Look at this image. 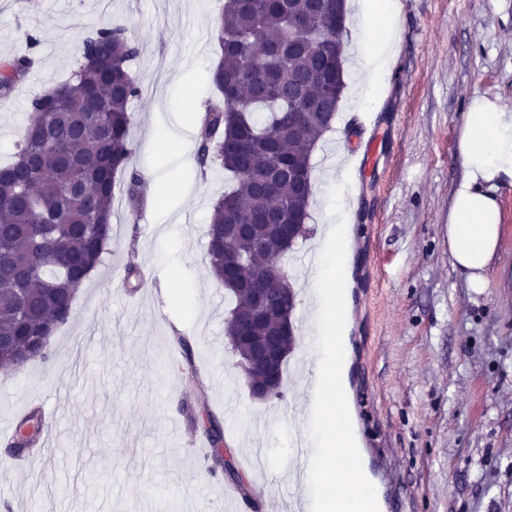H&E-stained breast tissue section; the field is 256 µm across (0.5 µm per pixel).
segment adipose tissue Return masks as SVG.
<instances>
[{
  "mask_svg": "<svg viewBox=\"0 0 512 512\" xmlns=\"http://www.w3.org/2000/svg\"><path fill=\"white\" fill-rule=\"evenodd\" d=\"M361 41L367 50L359 72L379 87L397 35L395 0H358ZM462 172L448 207V251L469 288L482 291L501 249V192L512 187V110L484 96L473 98L456 142Z\"/></svg>",
  "mask_w": 512,
  "mask_h": 512,
  "instance_id": "ef3b65f1",
  "label": "adipose tissue"
}]
</instances>
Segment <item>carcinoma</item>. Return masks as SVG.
<instances>
[{"label":"carcinoma","instance_id":"cac0c4a2","mask_svg":"<svg viewBox=\"0 0 512 512\" xmlns=\"http://www.w3.org/2000/svg\"><path fill=\"white\" fill-rule=\"evenodd\" d=\"M346 0H328L320 13L308 0H224L215 35L220 59L211 74L217 91L198 127L201 164L224 168L235 184L213 203L207 258L215 280L233 301L226 337L239 357L248 386L269 384L281 395L287 357L296 334L282 338L289 322L288 280L268 274L271 299L249 327L253 296L245 282L291 249L278 223L263 227L258 246L249 235L228 239L224 225L248 224L282 204L308 218L312 196L311 152L331 130L324 112L337 111L344 89L343 41ZM259 46L274 49L255 61ZM138 48L120 25L84 37L75 68L56 89L28 102L31 120L13 159L0 165V367L25 354L47 361L49 345L33 337L53 331L72 313L75 294L100 262L112 231L117 175L131 155L129 108L139 96L129 61ZM28 54L0 60V99L33 67ZM334 96L325 111L304 110L324 87ZM279 337V354L268 364L251 362L252 343ZM211 447L224 445L223 424L207 415Z\"/></svg>","mask_w":512,"mask_h":512}]
</instances>
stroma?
I'll list each match as a JSON object with an SVG mask.
<instances>
[{
  "mask_svg": "<svg viewBox=\"0 0 512 512\" xmlns=\"http://www.w3.org/2000/svg\"><path fill=\"white\" fill-rule=\"evenodd\" d=\"M384 87L360 93L351 72L358 17L343 34L345 88L331 132L313 152L306 240L281 260L297 294V342L283 396L254 399L224 336L231 300L213 278L206 230L224 170L154 145L165 123L198 125L215 94L214 36L224 0H0V58L36 65L0 111V161L30 119L29 99L66 78L77 46L106 24L139 53L133 153L117 181L104 259L79 288L51 358L0 370V424L40 406L53 413L32 467L0 448L7 512H227L228 478L246 485L238 512H289L284 474L308 443L301 367L314 360L307 258L323 240L328 151L350 150L357 100L375 113L373 167L350 174L346 396L364 463L401 512H512V189L502 194L500 253L482 293L448 252V206L460 176L456 140L470 100L512 109V0H397ZM184 76L190 92L175 87ZM142 179L129 199L130 174ZM188 337L185 361L174 339ZM194 365L199 383L184 371ZM194 418L180 413L182 404ZM224 422L233 465L211 475L206 412Z\"/></svg>",
  "mask_w": 512,
  "mask_h": 512,
  "instance_id": "obj_1",
  "label": "stroma"
}]
</instances>
